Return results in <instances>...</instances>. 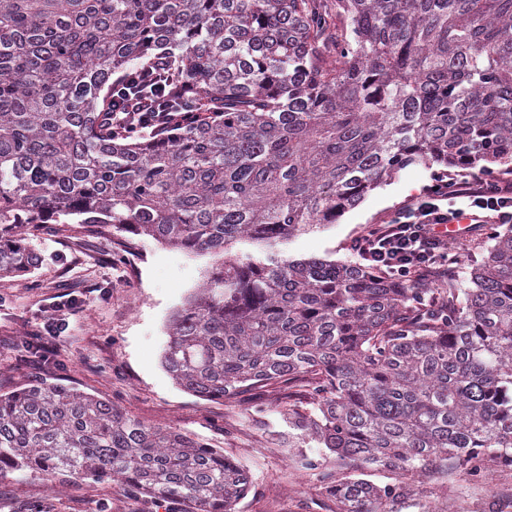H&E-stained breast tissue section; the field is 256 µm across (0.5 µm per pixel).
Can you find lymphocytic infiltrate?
I'll list each match as a JSON object with an SVG mask.
<instances>
[{"mask_svg": "<svg viewBox=\"0 0 512 512\" xmlns=\"http://www.w3.org/2000/svg\"><path fill=\"white\" fill-rule=\"evenodd\" d=\"M172 77L161 69L133 72L128 82L113 95L112 110L105 119L113 130L134 133L146 127L167 126L172 117L167 107ZM495 212L498 223H512V183L498 175L480 176L461 170L437 178L411 202L392 211L383 224L358 237L354 250L368 265L387 278L415 283L432 274H448V239L438 231L462 216ZM84 308L83 302L52 309L32 335L41 356H23L24 364L42 367L57 352L58 342L69 328V319Z\"/></svg>", "mask_w": 512, "mask_h": 512, "instance_id": "obj_1", "label": "lymphocytic infiltrate"}]
</instances>
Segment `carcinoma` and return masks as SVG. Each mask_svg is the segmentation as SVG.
I'll list each match as a JSON object with an SVG mask.
<instances>
[{"instance_id":"cac0c4a2","label":"carcinoma","mask_w":512,"mask_h":512,"mask_svg":"<svg viewBox=\"0 0 512 512\" xmlns=\"http://www.w3.org/2000/svg\"><path fill=\"white\" fill-rule=\"evenodd\" d=\"M159 62L195 118L115 135L112 79ZM507 162L512 0H0V278L36 266L29 228L70 216L222 255L162 364L206 401L279 390L281 446L336 512H422L425 480L512 473V225L466 288L275 249L410 165ZM24 470L194 512H236L252 484L202 441L41 381L0 394V478Z\"/></svg>"}]
</instances>
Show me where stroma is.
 I'll return each instance as SVG.
<instances>
[{"mask_svg": "<svg viewBox=\"0 0 512 512\" xmlns=\"http://www.w3.org/2000/svg\"><path fill=\"white\" fill-rule=\"evenodd\" d=\"M441 170L438 164L400 170L336 223L279 245L278 256L357 262L352 241L431 185ZM489 232L488 225H474L452 247L459 284H467L471 269L482 262ZM86 235L81 224L31 229L37 266L0 279V394L45 381L112 401L133 418L205 441L248 468L253 485L236 512H325L316 475L292 468L277 443L285 429L274 410L278 390L205 401L177 386L162 365L171 315L202 285L218 256L190 254L129 232L104 233L89 248ZM80 293L85 310L71 321L57 360L39 371L26 368L19 358L22 343L42 310ZM43 501L54 504L55 512H191L189 504L114 482L51 484L29 471L0 479V512H30Z\"/></svg>", "mask_w": 512, "mask_h": 512, "instance_id": "stroma-1", "label": "stroma"}]
</instances>
